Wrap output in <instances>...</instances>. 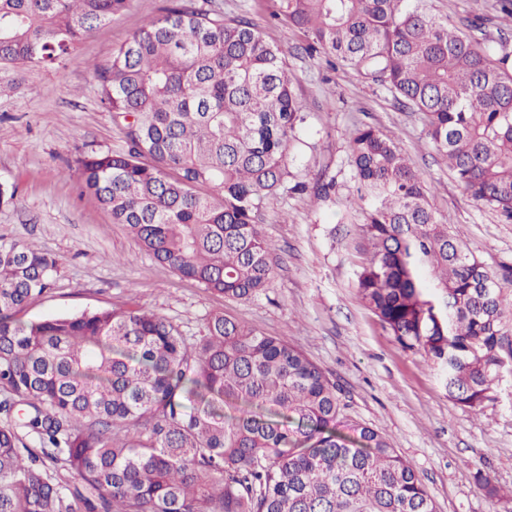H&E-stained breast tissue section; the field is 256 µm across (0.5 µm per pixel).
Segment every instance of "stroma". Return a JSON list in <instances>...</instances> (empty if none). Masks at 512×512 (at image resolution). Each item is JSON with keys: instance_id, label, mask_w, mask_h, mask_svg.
Here are the masks:
<instances>
[{"instance_id": "1", "label": "stroma", "mask_w": 512, "mask_h": 512, "mask_svg": "<svg viewBox=\"0 0 512 512\" xmlns=\"http://www.w3.org/2000/svg\"><path fill=\"white\" fill-rule=\"evenodd\" d=\"M229 16L247 15L266 40L288 52V71L305 108L300 143L288 159L294 178L335 179L325 200L280 193L263 207L274 278L265 295L231 300L208 292L155 261L125 225L113 223L74 167L79 155L123 148L101 104L93 67L166 0H132L54 65L0 66V183L13 199L0 205V238L32 243L61 264L51 288L22 317L34 320L96 309L155 311L195 338L215 313L268 336H283L330 371L357 420L388 434L416 468L438 512H504L474 481L488 471L512 488V372L495 399L473 413L452 402L437 367L404 350L361 303L355 271L362 260V214L347 137L369 124L393 138L422 173L428 199L448 231L494 273L512 267V223L477 205L428 144L423 116L402 109L382 87L326 55H306L302 33L271 16L272 0H215Z\"/></svg>"}]
</instances>
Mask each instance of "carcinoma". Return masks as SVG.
I'll return each instance as SVG.
<instances>
[{"label":"carcinoma","mask_w":512,"mask_h":512,"mask_svg":"<svg viewBox=\"0 0 512 512\" xmlns=\"http://www.w3.org/2000/svg\"><path fill=\"white\" fill-rule=\"evenodd\" d=\"M130 0H0V63L69 54ZM273 16L425 118L477 203L512 222V49L421 0H274ZM286 50L212 0H168L105 65L125 147L77 160L85 187L157 262L235 299L265 293L259 229L304 123ZM365 259L358 297L478 412L512 371L503 284L437 219L423 177L371 126L348 138ZM59 259L0 239V512H437L413 464L346 413L336 381L283 337L213 315L190 342L149 310L19 322ZM62 465L60 481L50 465ZM495 502L502 488L477 470Z\"/></svg>","instance_id":"carcinoma-1"}]
</instances>
